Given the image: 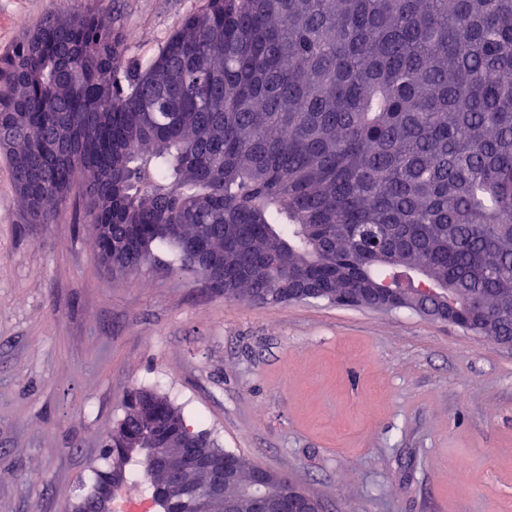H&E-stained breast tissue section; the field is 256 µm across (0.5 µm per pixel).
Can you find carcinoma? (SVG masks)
Segmentation results:
<instances>
[{
  "instance_id": "obj_1",
  "label": "carcinoma",
  "mask_w": 512,
  "mask_h": 512,
  "mask_svg": "<svg viewBox=\"0 0 512 512\" xmlns=\"http://www.w3.org/2000/svg\"><path fill=\"white\" fill-rule=\"evenodd\" d=\"M87 11L42 15L0 54V154L27 223L86 199L115 274L152 246L224 292L298 284L357 305L424 276L512 336V0H204L147 62ZM257 465L139 389L103 441L112 470L187 446ZM145 492L192 512L157 472Z\"/></svg>"
}]
</instances>
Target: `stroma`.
I'll return each mask as SVG.
<instances>
[{"instance_id": "1", "label": "stroma", "mask_w": 512, "mask_h": 512, "mask_svg": "<svg viewBox=\"0 0 512 512\" xmlns=\"http://www.w3.org/2000/svg\"><path fill=\"white\" fill-rule=\"evenodd\" d=\"M203 2L0 0V53L94 10L146 61ZM93 234L78 199L27 223L0 156V512H71L140 387L322 512H512V349L406 307L228 300L169 246L115 275Z\"/></svg>"}]
</instances>
